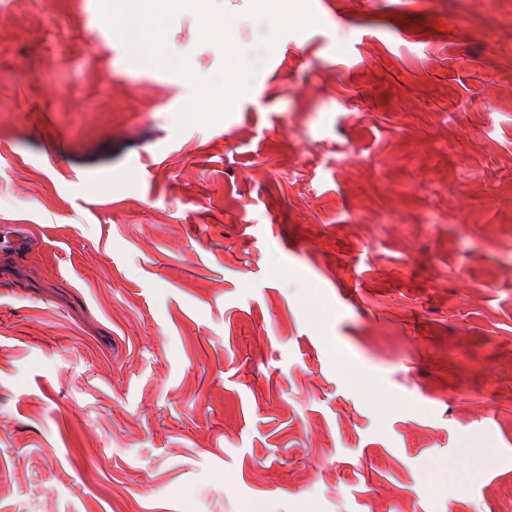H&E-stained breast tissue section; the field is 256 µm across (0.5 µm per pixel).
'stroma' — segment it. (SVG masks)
<instances>
[{"mask_svg": "<svg viewBox=\"0 0 512 512\" xmlns=\"http://www.w3.org/2000/svg\"><path fill=\"white\" fill-rule=\"evenodd\" d=\"M98 14L0 0V512H503L512 0ZM110 1L112 0H100V9L99 16L102 22L110 26H115L116 24L130 29H138V23L144 17L140 14H128L123 16H118L114 12L112 13Z\"/></svg>", "mask_w": 512, "mask_h": 512, "instance_id": "35a3bbf8", "label": "stroma"}]
</instances>
